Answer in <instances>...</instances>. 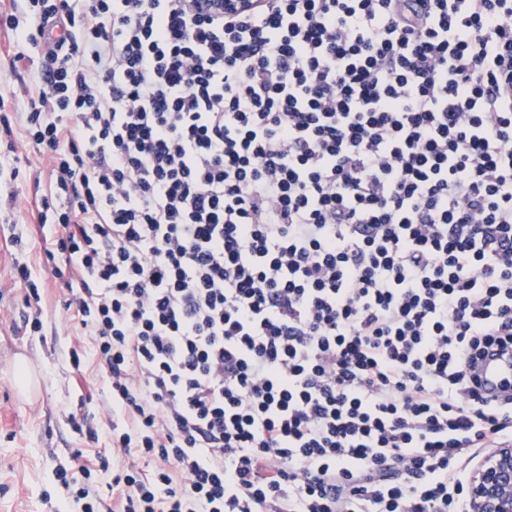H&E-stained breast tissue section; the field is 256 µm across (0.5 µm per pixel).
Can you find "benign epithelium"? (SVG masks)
Wrapping results in <instances>:
<instances>
[{"mask_svg": "<svg viewBox=\"0 0 512 512\" xmlns=\"http://www.w3.org/2000/svg\"><path fill=\"white\" fill-rule=\"evenodd\" d=\"M252 0H204L205 9L232 15ZM467 512H512V445L504 444L478 459L466 483Z\"/></svg>", "mask_w": 512, "mask_h": 512, "instance_id": "1", "label": "benign epithelium"}]
</instances>
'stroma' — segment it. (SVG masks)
<instances>
[{
	"mask_svg": "<svg viewBox=\"0 0 512 512\" xmlns=\"http://www.w3.org/2000/svg\"><path fill=\"white\" fill-rule=\"evenodd\" d=\"M48 183L33 187L25 179L0 180V196L16 193L15 228H0V276L11 265L10 234L27 242V261L45 286L38 308L44 323L41 334L22 335L0 325V512H50L65 505L69 512L81 506L57 479L59 468L70 466L74 451H81L97 469L94 473L102 512L112 507V473L99 469L101 459L112 456L111 428L99 418L105 386L90 337L81 335L74 322L64 317L58 284L44 264L42 235L32 222L36 191H48ZM79 346L80 367H73L70 346ZM35 360L45 385L34 395L17 396L13 364L18 354ZM82 409L98 423L97 439L91 440L68 424L65 414Z\"/></svg>",
	"mask_w": 512,
	"mask_h": 512,
	"instance_id": "obj_1",
	"label": "stroma"
}]
</instances>
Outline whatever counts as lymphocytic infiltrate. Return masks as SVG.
I'll return each instance as SVG.
<instances>
[{
  "label": "lymphocytic infiltrate",
  "mask_w": 512,
  "mask_h": 512,
  "mask_svg": "<svg viewBox=\"0 0 512 512\" xmlns=\"http://www.w3.org/2000/svg\"><path fill=\"white\" fill-rule=\"evenodd\" d=\"M34 215L115 512H466L512 444V0H15ZM483 394L495 395L497 386L506 378H512V354L503 353L488 357L477 367Z\"/></svg>",
  "instance_id": "lymphocytic-infiltrate-1"
}]
</instances>
